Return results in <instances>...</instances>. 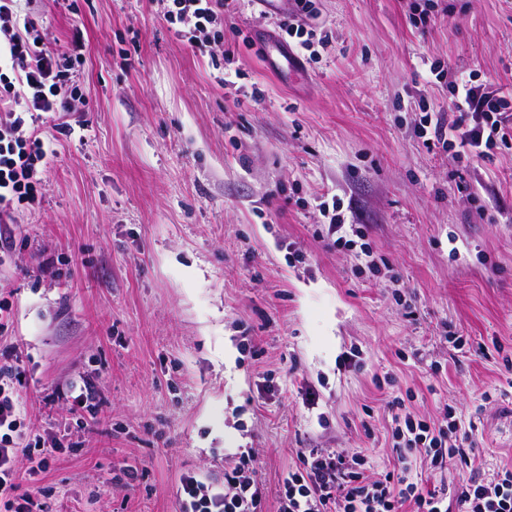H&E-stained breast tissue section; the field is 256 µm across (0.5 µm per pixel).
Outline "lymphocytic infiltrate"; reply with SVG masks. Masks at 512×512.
I'll use <instances>...</instances> for the list:
<instances>
[{
  "mask_svg": "<svg viewBox=\"0 0 512 512\" xmlns=\"http://www.w3.org/2000/svg\"><path fill=\"white\" fill-rule=\"evenodd\" d=\"M166 21L190 22L206 29L230 7L229 0H171ZM80 54L51 46L36 22L22 13L19 0H0V223L9 224L23 205L41 195L42 171L50 143L46 130L76 96L72 80ZM423 134L458 156L475 162L496 148L512 149V98L461 77L452 84L448 107L425 114ZM18 369L0 366V502L7 512H46L41 488L25 483L20 456H38V471H47L50 450L31 428L17 389ZM404 403L390 404L394 465L384 477L369 476L364 456L340 452L297 451L298 465L289 471L277 496L276 512H449L448 495L427 487L411 473L406 451L423 450L430 470L444 471L449 459L469 460L477 435L463 413L446 407L440 420L427 422L405 413ZM250 451L226 469L223 482L181 476L180 512H262L265 484L251 468ZM459 512H512V468L491 482L467 478L459 488Z\"/></svg>",
  "mask_w": 512,
  "mask_h": 512,
  "instance_id": "1",
  "label": "lymphocytic infiltrate"
}]
</instances>
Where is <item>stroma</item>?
I'll list each match as a JSON object with an SVG mask.
<instances>
[{
	"label": "stroma",
	"mask_w": 512,
	"mask_h": 512,
	"mask_svg": "<svg viewBox=\"0 0 512 512\" xmlns=\"http://www.w3.org/2000/svg\"><path fill=\"white\" fill-rule=\"evenodd\" d=\"M441 2L422 26L424 0H317L329 44L298 69L255 0L208 55L161 0L26 4L46 41L81 35L70 118L88 124L58 136L40 202L0 227V363L63 444L38 476L53 512H178L182 474L223 478L246 448L275 512L297 449L383 470L396 397L477 426L448 487L512 467V149L470 163L420 136L458 77L512 91V0ZM221 69L260 99L236 101ZM330 197L376 270L318 238ZM85 380L104 407L91 432L65 397Z\"/></svg>",
	"instance_id": "obj_1"
}]
</instances>
